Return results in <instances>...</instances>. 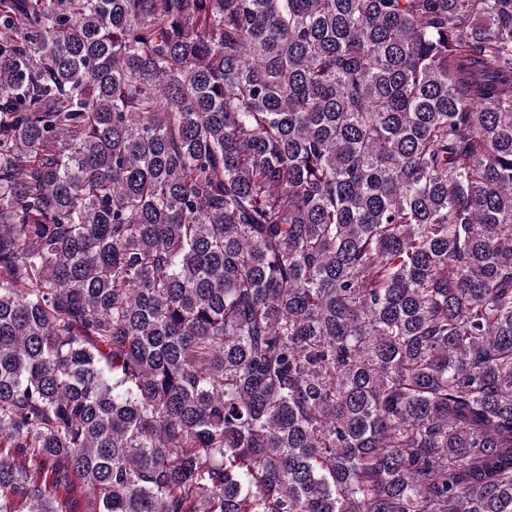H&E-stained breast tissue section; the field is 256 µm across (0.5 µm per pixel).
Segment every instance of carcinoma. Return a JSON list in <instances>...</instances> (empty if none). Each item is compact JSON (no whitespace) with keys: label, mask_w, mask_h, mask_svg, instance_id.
Returning <instances> with one entry per match:
<instances>
[{"label":"carcinoma","mask_w":512,"mask_h":512,"mask_svg":"<svg viewBox=\"0 0 512 512\" xmlns=\"http://www.w3.org/2000/svg\"><path fill=\"white\" fill-rule=\"evenodd\" d=\"M0 512H512V0H0Z\"/></svg>","instance_id":"carcinoma-1"}]
</instances>
